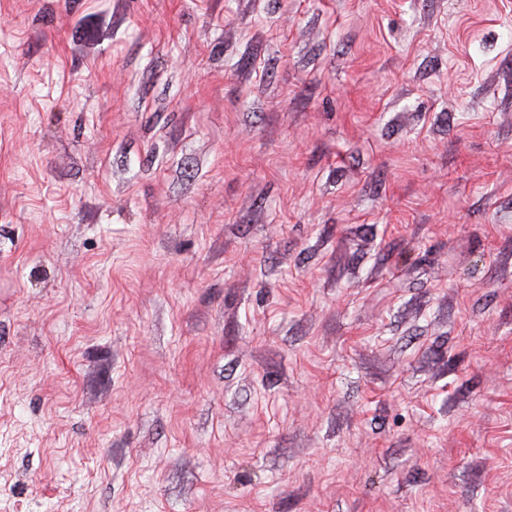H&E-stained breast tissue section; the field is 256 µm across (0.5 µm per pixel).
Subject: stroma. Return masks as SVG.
<instances>
[{"label": "stroma", "mask_w": 512, "mask_h": 512, "mask_svg": "<svg viewBox=\"0 0 512 512\" xmlns=\"http://www.w3.org/2000/svg\"><path fill=\"white\" fill-rule=\"evenodd\" d=\"M0 512H512V0H0Z\"/></svg>", "instance_id": "stroma-1"}]
</instances>
